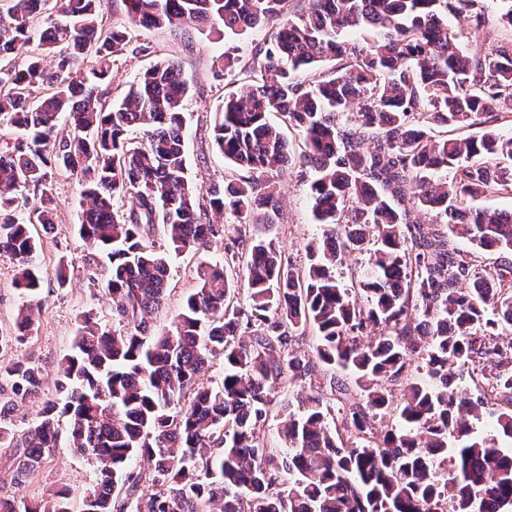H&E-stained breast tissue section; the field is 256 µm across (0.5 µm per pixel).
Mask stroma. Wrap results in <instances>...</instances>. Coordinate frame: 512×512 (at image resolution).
<instances>
[{
	"instance_id": "1",
	"label": "stroma",
	"mask_w": 512,
	"mask_h": 512,
	"mask_svg": "<svg viewBox=\"0 0 512 512\" xmlns=\"http://www.w3.org/2000/svg\"><path fill=\"white\" fill-rule=\"evenodd\" d=\"M268 31L264 28L218 38L209 29L192 31L190 36L167 29H133L134 43L145 45V53L123 54L112 59V98H120L128 86L155 62L172 58L181 62L194 78L193 92L185 102V152L190 176L202 186L223 182L228 170L223 155L218 153L211 140V131L217 111L224 103L225 93L241 87L234 73L225 72L222 58L227 46H235L241 58H249L253 47L264 41ZM272 179L279 187V205L283 221L279 224H262L257 232L273 239L286 259L296 267L308 263L306 244L323 233L322 225L312 217L309 179L300 169L290 167L275 171ZM57 208L52 228L42 234L41 260L43 277L37 333L24 343L14 345L5 352V359H32L42 367L41 398L24 403L13 416L16 427L24 428L39 417L43 399L53 397L54 367L56 362L71 349L84 313L96 312L101 323L111 325L112 311L108 301L93 286L89 275L93 266L102 265L96 255H88L78 235V209L80 187L76 177L59 176L54 182ZM221 249L208 252H185L172 261V292L162 309L152 316L157 328L172 322L184 297L195 291V269L203 262L217 259ZM71 264L70 281L58 287L55 269L59 258ZM13 451L0 447V493H23L33 496L49 485H68L75 495H82L92 488L97 479L96 469L88 458L71 453L67 443H60L52 455L45 459L36 478L25 483L13 479Z\"/></svg>"
}]
</instances>
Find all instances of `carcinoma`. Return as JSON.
Instances as JSON below:
<instances>
[{
    "mask_svg": "<svg viewBox=\"0 0 512 512\" xmlns=\"http://www.w3.org/2000/svg\"><path fill=\"white\" fill-rule=\"evenodd\" d=\"M101 0H0V251L17 261L21 305L0 353L37 331L41 240L53 224L55 176L79 179V236L107 264L96 281L119 328L87 312L57 362L52 399L14 429L17 404L37 396L42 367L0 365V445L15 449L24 483L66 436L99 475L74 510L72 490L44 503L0 496V512H512V211L474 206L512 195V44L492 37L481 8L471 34L444 15L456 0H123L126 25L108 27ZM270 29L244 61L224 68L244 82L224 96L213 140L233 179L204 190L188 174L184 102L193 83L162 59L108 100L112 58L144 51L127 28L190 33ZM356 29L360 38L346 36ZM298 130L296 151L280 126ZM479 126L466 139L435 137ZM313 172L309 189L322 236L299 271L252 232L279 219L268 174ZM33 191L28 198L25 191ZM131 198L127 210L118 199ZM240 228L221 260L197 267L198 288L170 327L151 315L171 292V255L224 244V213ZM437 220L430 219V215ZM162 230L167 249L156 245ZM502 255L489 286L450 237ZM357 280L368 306L336 277L349 251L368 244ZM249 304L234 305L229 270ZM317 337L310 353L299 336ZM224 358L214 385L200 377ZM492 368L486 388L458 371ZM340 368L330 391L346 403L343 429L312 396L283 421V448L258 439L278 388L317 367ZM397 424L373 423L394 402ZM140 457L148 468L135 469Z\"/></svg>",
    "mask_w": 512,
    "mask_h": 512,
    "instance_id": "cac0c4a2",
    "label": "carcinoma"
}]
</instances>
